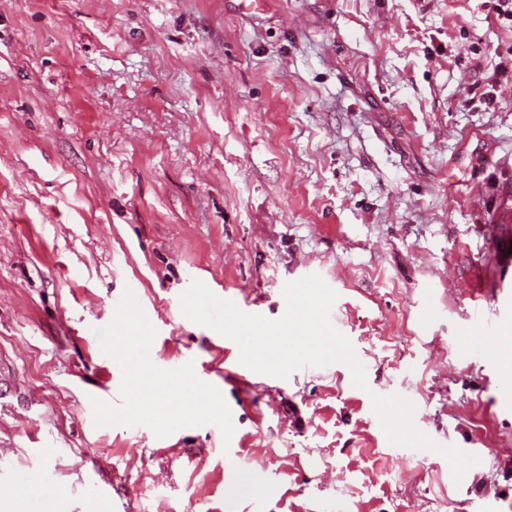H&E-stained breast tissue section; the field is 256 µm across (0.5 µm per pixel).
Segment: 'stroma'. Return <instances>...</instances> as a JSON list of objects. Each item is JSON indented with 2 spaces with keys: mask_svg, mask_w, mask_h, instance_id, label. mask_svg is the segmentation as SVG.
I'll return each mask as SVG.
<instances>
[{
  "mask_svg": "<svg viewBox=\"0 0 512 512\" xmlns=\"http://www.w3.org/2000/svg\"><path fill=\"white\" fill-rule=\"evenodd\" d=\"M497 5L0 0V469L49 468L46 512H512V394L458 348L478 304L512 336ZM311 274L367 389L342 362L238 384L230 339L181 316L202 278L276 320ZM375 394L478 464L392 444Z\"/></svg>",
  "mask_w": 512,
  "mask_h": 512,
  "instance_id": "35a3bbf8",
  "label": "stroma"
}]
</instances>
